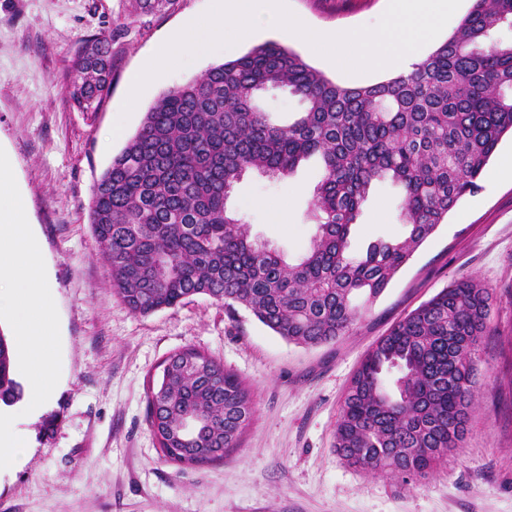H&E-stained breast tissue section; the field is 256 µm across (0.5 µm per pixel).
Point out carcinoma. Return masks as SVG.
<instances>
[{
    "instance_id": "cac0c4a2",
    "label": "carcinoma",
    "mask_w": 512,
    "mask_h": 512,
    "mask_svg": "<svg viewBox=\"0 0 512 512\" xmlns=\"http://www.w3.org/2000/svg\"><path fill=\"white\" fill-rule=\"evenodd\" d=\"M512 0H472L456 31L406 75L344 86L300 54L268 42L164 93L93 188L90 223L128 309L147 315L207 296L248 309L287 341L336 342L444 223L512 133ZM104 38L79 47L67 91L94 112L111 83ZM284 89L303 103L286 125L259 105ZM321 158L311 201L317 224L294 262L251 239L227 200L248 171L275 178ZM404 192L398 238H348L371 189ZM496 295L463 276L399 320L352 377L336 426L351 466L407 482L461 447L477 389V351ZM147 401L151 432L178 465L224 458L253 417L240 378L193 347ZM13 347L0 333V403L22 397Z\"/></svg>"
}]
</instances>
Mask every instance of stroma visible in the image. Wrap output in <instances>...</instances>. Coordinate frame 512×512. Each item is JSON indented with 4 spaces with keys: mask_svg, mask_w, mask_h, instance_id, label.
I'll use <instances>...</instances> for the list:
<instances>
[{
    "mask_svg": "<svg viewBox=\"0 0 512 512\" xmlns=\"http://www.w3.org/2000/svg\"><path fill=\"white\" fill-rule=\"evenodd\" d=\"M387 2L287 5L316 27H371ZM210 3L170 0L144 13L138 0H0V148L41 239L61 337L60 380L46 409L13 424L31 452L0 469V512H512V178L495 176L512 155L511 136L500 141L480 191L458 202L336 343H290L249 310L206 296L136 315L115 294L91 229L92 188L162 93L248 51L238 43L158 77L113 136L131 75ZM93 37L112 41V84L98 111L86 113L72 107L60 80ZM258 40L297 52L346 86L386 78L337 72L281 28ZM322 175L314 159L284 179L250 172L227 205L246 216L253 240L293 260L317 230L308 212ZM401 201L399 186L376 184L352 232V253L367 240L403 235ZM464 275L493 288L496 303L477 354L476 406L461 448L407 483L349 466L335 432L351 376L396 321ZM187 346L236 373L254 411L237 448L192 467L163 457L147 417L162 362Z\"/></svg>",
    "mask_w": 512,
    "mask_h": 512,
    "instance_id": "obj_1",
    "label": "stroma"
}]
</instances>
